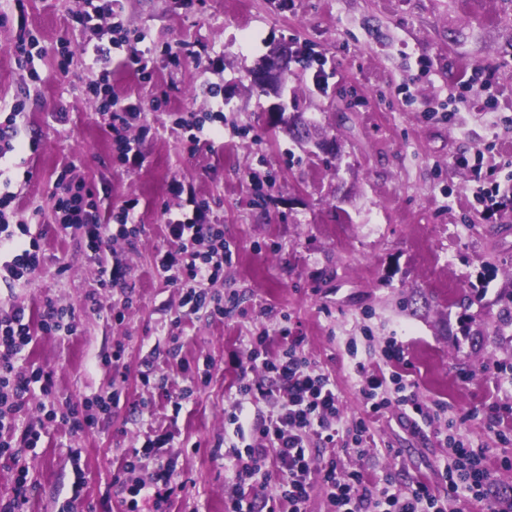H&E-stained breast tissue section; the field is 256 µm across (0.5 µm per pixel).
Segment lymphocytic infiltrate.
Instances as JSON below:
<instances>
[{
	"label": "lymphocytic infiltrate",
	"mask_w": 512,
	"mask_h": 512,
	"mask_svg": "<svg viewBox=\"0 0 512 512\" xmlns=\"http://www.w3.org/2000/svg\"><path fill=\"white\" fill-rule=\"evenodd\" d=\"M115 6V0H96L91 11L74 16L76 26L81 28L92 26V19L100 21L94 26L96 40L85 45L92 57L91 67L98 72L86 91L98 100L100 112L109 115L113 129L141 117L143 106L113 94L109 80L112 51L124 52L126 64L140 73L152 61L149 50L138 48L123 35L121 24L114 20ZM57 182L64 188L57 203L59 222L66 228L75 225L82 229L87 251L98 254L115 241L136 248L142 226L134 206L123 207L116 219L109 221L98 214L93 190L77 179L71 168H64ZM11 203V195L0 196V279L17 282L38 268L40 245L30 237L27 224L15 219ZM166 231L170 245L158 252L156 263L179 288L182 307L190 312L207 307L213 315L224 316L223 303L208 301L202 289L203 284L223 275L224 265L232 257L222 225L172 215L166 220ZM37 330L74 334V314L50 302L40 323L35 324L27 319L24 308L13 305L0 311V458L18 465L24 449L37 446L42 435L40 429L25 422L31 388L39 386L47 396L54 388L50 373L19 363ZM383 357L387 364L383 370L372 371L364 361L354 362L352 370L365 415L353 420L351 429L344 432L339 428L342 411L336 386L305 353L302 337L292 335L284 326L279 335L261 332L249 339L238 360V398L226 413L240 444L228 460L233 479L240 485L261 475L263 463L270 458L285 476L277 498L261 497L250 504L249 512H307L310 493L317 483L324 487L333 512H458V503L468 498L490 499L491 512H512V494L488 495L492 478L482 464L484 449L452 435L445 441L453 463L444 469L446 490L440 496L420 481L401 490L390 479L377 480L363 470L343 468L341 450L352 447L365 451L371 441L369 420L384 416L390 408H397L416 432L433 427L447 409L440 402L429 408L417 401L415 383L402 369L406 362L403 342L390 339ZM257 370L262 371V380H255L253 373ZM259 398L268 404V414L250 413L249 403ZM119 400L115 392L107 398L70 404L63 414L48 410L45 417L76 435L94 429L100 416L111 414ZM173 441L171 432L155 428L141 447L123 459L122 473L112 481V494L125 503L128 512H160L180 488L181 475L172 461L160 466L150 483L131 484L124 477L136 461L158 455ZM32 490L27 469L19 465L14 494L0 499V512H23Z\"/></svg>",
	"instance_id": "obj_1"
}]
</instances>
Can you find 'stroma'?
<instances>
[{"label": "stroma", "instance_id": "1", "mask_svg": "<svg viewBox=\"0 0 512 512\" xmlns=\"http://www.w3.org/2000/svg\"><path fill=\"white\" fill-rule=\"evenodd\" d=\"M81 2L24 0L17 12L0 0L8 14L0 106L23 102L22 138L37 145L1 159L0 170L41 256L25 282H0V305L23 306L35 320L49 300L73 308L75 334L37 336L24 353L52 374L57 411L115 391L120 402L94 430L72 435L44 424V398L32 389L27 421L45 430L24 455L35 484L25 512H127L109 487L157 425L174 431L185 481L167 512H230L224 410L236 359L249 336L278 335L285 323L334 380L347 420L362 412L353 358L377 367L388 340L400 337L418 402H445L458 433L486 447L494 492L512 493V441L499 440L489 421L512 408V208L490 215L473 201L480 184L512 191V0H119L124 33L145 35L154 55L147 78L112 68L113 91L144 106L127 132L144 155L134 170L118 164L109 119L86 94L89 33L71 24ZM21 23L37 51L30 71L14 54ZM180 42L194 54L171 61L166 51ZM276 44L322 59L319 84L290 65L285 97L335 140L334 153L273 127L272 98L251 90L249 69ZM200 51L221 60L218 72H203ZM211 82L224 97V138L197 146L181 122L210 112ZM461 96L469 105L459 110ZM479 150L476 174L468 162ZM67 166L97 189L101 213L136 203L143 232L135 249L119 242L93 256L81 230L62 228L57 176ZM178 182L224 227L232 258L205 289L231 312L184 317L179 358L168 361L179 292L155 255L169 246L168 212L186 206ZM118 262L126 287L100 288V269ZM119 346L121 360L104 365ZM204 358L213 363L208 381L191 383L179 360ZM150 369L173 389L192 386L180 414L142 383ZM144 398L153 415L140 412ZM371 431L376 448L348 450L347 466L400 487L421 478L444 490L443 441L412 434L394 410Z\"/></svg>", "mask_w": 512, "mask_h": 512}]
</instances>
